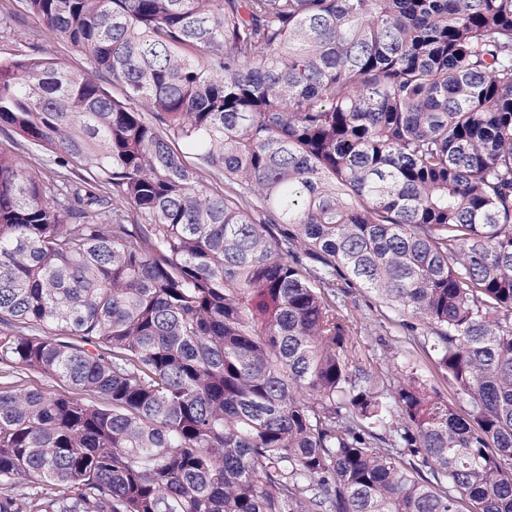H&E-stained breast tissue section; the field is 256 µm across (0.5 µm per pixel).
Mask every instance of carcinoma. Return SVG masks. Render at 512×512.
Masks as SVG:
<instances>
[{
	"label": "carcinoma",
	"mask_w": 512,
	"mask_h": 512,
	"mask_svg": "<svg viewBox=\"0 0 512 512\" xmlns=\"http://www.w3.org/2000/svg\"><path fill=\"white\" fill-rule=\"evenodd\" d=\"M25 2L94 71L0 74V371L96 401L0 385V512H512V0ZM0 150L3 153L15 155L22 164L40 170L43 175H49L50 163L42 160V158L48 159L49 155L32 154L19 136L15 134L8 136L0 131ZM346 291H348L346 295L341 297L343 305L341 308L345 317L350 320L352 340L357 345V364H361L367 370L372 368L376 372H382L383 381L386 384L395 378L392 371L394 368L390 366L386 356L392 351L398 352L399 363L406 358L419 366L428 373L431 383L435 385L441 396L448 400L459 414L466 415L469 411L466 401L459 399L453 387L448 385L441 375L433 372L430 355L388 321V316L392 313L381 306L375 296L364 288H346ZM390 347L393 350L388 351ZM23 385L35 387L50 395H66L76 397L85 401L95 400L94 396L83 392L79 393L69 389L62 381L57 378L47 376L37 372H25L18 376Z\"/></svg>",
	"instance_id": "cac0c4a2"
}]
</instances>
